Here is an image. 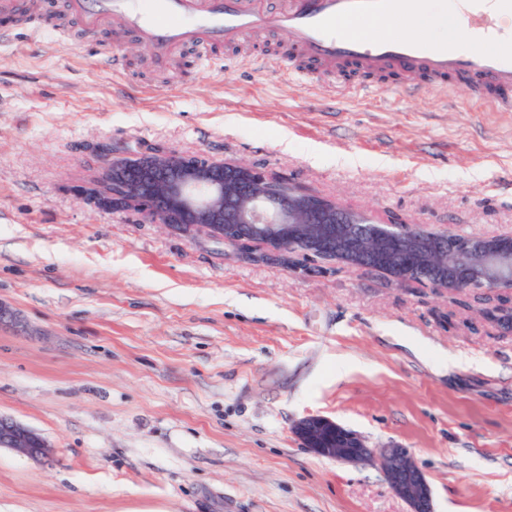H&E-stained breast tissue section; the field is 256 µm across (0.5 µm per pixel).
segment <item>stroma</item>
<instances>
[{
    "label": "stroma",
    "mask_w": 512,
    "mask_h": 512,
    "mask_svg": "<svg viewBox=\"0 0 512 512\" xmlns=\"http://www.w3.org/2000/svg\"><path fill=\"white\" fill-rule=\"evenodd\" d=\"M113 44L36 13L0 26V415L51 446L0 449V512H409L378 467L299 444L316 414L408 448L434 512H512V334L476 294L257 262L76 193L153 147L381 224L512 235V112L460 82L299 74L273 30L163 66L130 36L112 69Z\"/></svg>",
    "instance_id": "35a3bbf8"
}]
</instances>
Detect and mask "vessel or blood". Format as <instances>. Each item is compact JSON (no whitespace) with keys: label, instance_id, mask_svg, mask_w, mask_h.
Here are the masks:
<instances>
[{"label":"vessel or blood","instance_id":"obj_1","mask_svg":"<svg viewBox=\"0 0 512 512\" xmlns=\"http://www.w3.org/2000/svg\"><path fill=\"white\" fill-rule=\"evenodd\" d=\"M471 47L452 51L447 42L359 33L366 24H395L418 14L423 0H286L267 12L252 0H69L71 13L89 29L119 24L146 41L156 62L186 43H234L266 29L283 31L295 53L327 71L354 65L373 74L424 72L436 83L468 78L478 94L512 112V54L483 51L499 39L494 13L512 14V0H462Z\"/></svg>","mask_w":512,"mask_h":512}]
</instances>
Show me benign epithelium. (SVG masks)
<instances>
[{"instance_id":"obj_1","label":"benign epithelium","mask_w":512,"mask_h":512,"mask_svg":"<svg viewBox=\"0 0 512 512\" xmlns=\"http://www.w3.org/2000/svg\"><path fill=\"white\" fill-rule=\"evenodd\" d=\"M80 196L105 210H134L150 220L249 254L257 261L291 268L297 258L315 257L360 268L347 259L379 257L389 245L406 250L411 261L392 270L376 265L393 282L426 283L450 292L480 290L508 295V302L484 315L490 325L512 333V237L477 238L429 232L418 224H379L356 235L363 217L313 194L279 184L245 165L230 166L202 156L144 151L136 158H114L99 184ZM265 245L254 254L252 244ZM293 434L317 456L343 463L378 465L393 492L410 512H433L432 494L409 450L399 446L376 452L357 432L320 415L293 426ZM0 448L34 461L49 455L40 433L0 416Z\"/></svg>"}]
</instances>
